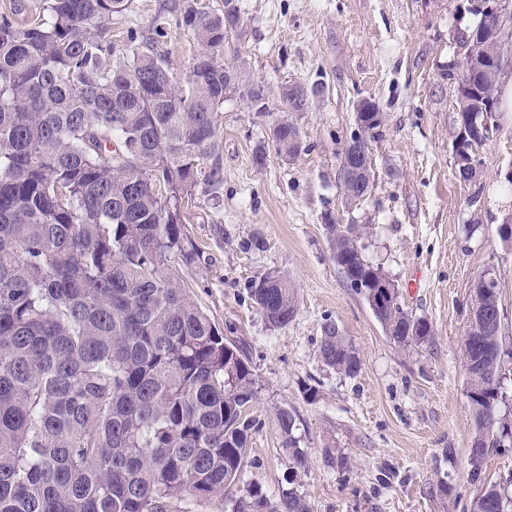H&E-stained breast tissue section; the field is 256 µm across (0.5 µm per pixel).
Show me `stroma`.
Here are the masks:
<instances>
[{"label":"stroma","instance_id":"obj_1","mask_svg":"<svg viewBox=\"0 0 512 512\" xmlns=\"http://www.w3.org/2000/svg\"><path fill=\"white\" fill-rule=\"evenodd\" d=\"M169 0H129L112 17V38L148 30ZM242 28L228 32L224 61L263 86L265 106L226 91L222 112L224 187L183 212L196 249L182 273L199 304L248 362L256 419L243 484L273 501L286 488L288 457L276 409L296 415L309 467L296 487L310 512H472L475 435L461 346L475 286L500 284L512 340V245L498 228L512 217V62L497 78L498 130L481 151L478 178L455 174L453 140L462 36L478 22L473 0H239ZM168 68L184 83L198 45L185 31L163 40ZM324 84L301 112L285 113L283 86ZM382 113L369 143L371 190L346 201L341 153L357 130L360 100ZM293 121L305 146L281 158L271 126ZM265 148L263 164L254 161ZM365 227L363 254L397 284L403 308L428 319L425 343L398 346L338 270L326 216ZM292 284L294 319L272 326L249 284L267 274ZM335 322L359 353L348 377L324 364L319 345ZM318 390L316 400L304 394ZM339 449L341 468L326 457Z\"/></svg>","mask_w":512,"mask_h":512}]
</instances>
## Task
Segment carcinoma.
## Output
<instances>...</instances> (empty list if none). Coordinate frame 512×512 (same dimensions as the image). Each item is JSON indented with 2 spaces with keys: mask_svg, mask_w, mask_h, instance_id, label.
Masks as SVG:
<instances>
[{
  "mask_svg": "<svg viewBox=\"0 0 512 512\" xmlns=\"http://www.w3.org/2000/svg\"><path fill=\"white\" fill-rule=\"evenodd\" d=\"M127 5L39 0L0 15V512H167L182 493L221 497L241 480L256 425L252 370L172 264L193 258L181 208L199 184L215 197L224 183L225 82L245 80L224 65V12L175 0L151 34L131 29L118 46L112 15ZM173 25L200 47L182 85L157 50ZM246 96L264 109V89ZM381 123L368 118L351 141L369 143ZM270 134L280 157L301 152L292 121ZM340 180L346 200L361 199L344 163ZM325 228L336 266L370 300L388 275L365 259L360 230L331 215ZM248 290L271 325L294 319L286 277ZM474 303L496 310L499 283ZM374 316L401 347L432 336L399 300ZM319 354L348 377L361 369L332 321ZM504 356V331L466 330L473 512H512V473L487 484L481 462L512 437ZM275 422L290 488L272 501L247 485L232 512H309L292 487L309 464L296 417L280 408Z\"/></svg>",
  "mask_w": 512,
  "mask_h": 512,
  "instance_id": "obj_1",
  "label": "carcinoma"
}]
</instances>
